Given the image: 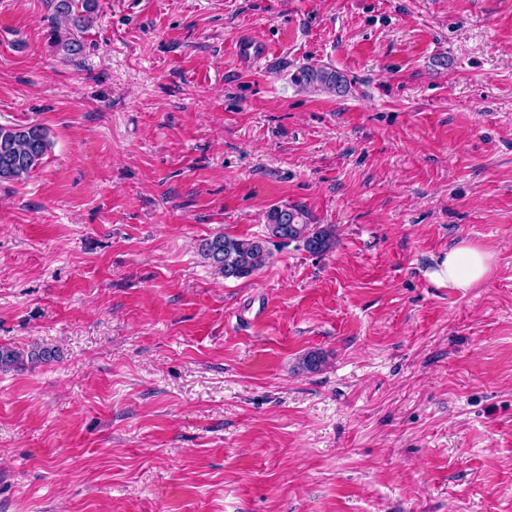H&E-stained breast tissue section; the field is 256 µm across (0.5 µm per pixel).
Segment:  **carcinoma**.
<instances>
[{
    "mask_svg": "<svg viewBox=\"0 0 512 512\" xmlns=\"http://www.w3.org/2000/svg\"><path fill=\"white\" fill-rule=\"evenodd\" d=\"M53 10L51 22L64 18L74 20L77 30L84 29V14L94 11L93 0H48ZM306 88L329 93H342L347 79L333 68L308 66L294 77ZM50 147L47 130L36 124L0 126V182L18 181L28 177L41 163ZM266 238H233L217 234L203 240L200 250L224 279H242L254 275L269 260L268 240L282 239L296 242L311 254H325L336 248V230L332 224H309L305 212L298 207L277 206L266 213ZM54 352L35 346L21 352L0 346V372L7 371L28 360L32 363L51 359Z\"/></svg>",
    "mask_w": 512,
    "mask_h": 512,
    "instance_id": "obj_1",
    "label": "carcinoma"
}]
</instances>
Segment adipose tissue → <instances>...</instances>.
I'll return each instance as SVG.
<instances>
[{"mask_svg": "<svg viewBox=\"0 0 512 512\" xmlns=\"http://www.w3.org/2000/svg\"><path fill=\"white\" fill-rule=\"evenodd\" d=\"M492 261L493 256L490 252L480 246L464 242L437 258L430 277L437 284L464 291L488 275Z\"/></svg>", "mask_w": 512, "mask_h": 512, "instance_id": "ef3b65f1", "label": "adipose tissue"}]
</instances>
